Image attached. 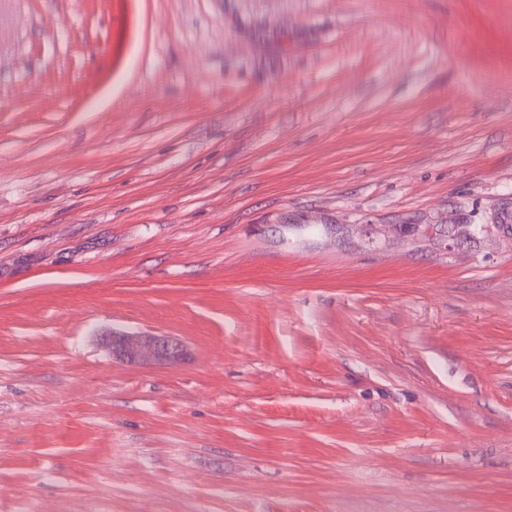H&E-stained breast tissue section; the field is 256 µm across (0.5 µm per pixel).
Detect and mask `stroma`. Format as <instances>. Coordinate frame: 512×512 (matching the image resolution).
I'll return each mask as SVG.
<instances>
[{
    "mask_svg": "<svg viewBox=\"0 0 512 512\" xmlns=\"http://www.w3.org/2000/svg\"><path fill=\"white\" fill-rule=\"evenodd\" d=\"M0 512H512V0H0ZM112 357L126 362L177 361L182 355V345L162 336L130 335L121 332L109 334Z\"/></svg>",
    "mask_w": 512,
    "mask_h": 512,
    "instance_id": "35a3bbf8",
    "label": "stroma"
}]
</instances>
